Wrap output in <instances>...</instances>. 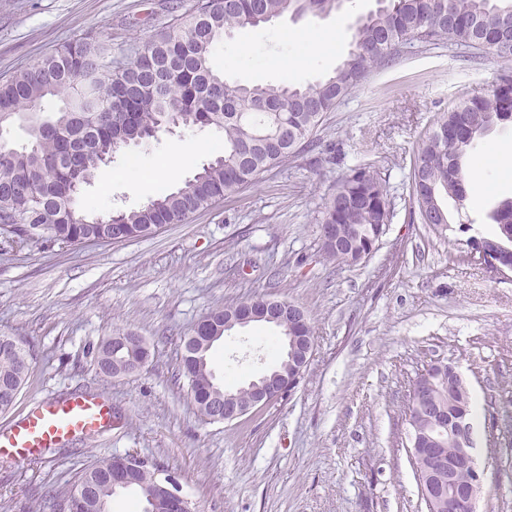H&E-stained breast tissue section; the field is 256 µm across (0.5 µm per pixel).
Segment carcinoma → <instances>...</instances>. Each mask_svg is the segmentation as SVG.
Wrapping results in <instances>:
<instances>
[{"label":"carcinoma","mask_w":512,"mask_h":512,"mask_svg":"<svg viewBox=\"0 0 512 512\" xmlns=\"http://www.w3.org/2000/svg\"><path fill=\"white\" fill-rule=\"evenodd\" d=\"M345 0H196L175 23L153 33L126 61L112 59V43L95 36L72 41L61 52L43 57L30 69L0 78V129L17 120L47 123L51 131L31 149L5 146L0 153V237L34 246H72L108 242L112 234H150L179 224L227 193L255 184L272 168L313 146L312 135L345 97L402 49L454 45L470 54L489 51L512 62V0H383L360 17L347 55L334 73L304 87L286 82L248 85L228 82L212 58L234 30L259 27L284 15H328ZM62 97L65 107L52 118H40L44 100ZM244 100L254 110L240 114ZM173 116L184 128L211 127L224 134V150L177 189L146 205L113 214L115 223L97 224L88 215L82 189L91 183L113 146L151 139L160 122ZM512 117V69L506 67L487 91L467 94L440 114L422 140L409 171V197L422 224H448L441 198L464 205L467 198L462 160L474 142L500 121ZM395 212L389 183L371 163L336 179L322 209L320 223L339 225L340 248L324 247L337 264L356 265L380 227ZM492 240L512 238V198L491 214ZM235 304L213 308L204 336L224 335V320ZM191 337L183 341L182 375L190 392L224 387L215 384L210 352L189 358ZM31 355L22 341L0 335V413L9 412L32 373ZM423 391L447 408L470 405L467 389L448 387V380L429 373ZM420 376L413 388L421 386ZM407 436L422 445L442 448L453 457L455 444L437 434L429 416L410 408ZM155 469L133 472L137 493L151 496L155 512H167L154 486ZM79 495L76 512H112L115 492L92 464L69 486L52 490L49 506Z\"/></svg>","instance_id":"1"}]
</instances>
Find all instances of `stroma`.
<instances>
[{"instance_id": "stroma-1", "label": "stroma", "mask_w": 512, "mask_h": 512, "mask_svg": "<svg viewBox=\"0 0 512 512\" xmlns=\"http://www.w3.org/2000/svg\"><path fill=\"white\" fill-rule=\"evenodd\" d=\"M377 0H345L327 17H280L225 38L213 66L251 84L304 86L331 74L347 52L311 49L300 35L356 19ZM171 19L169 0H0V77L77 38L108 40L122 58ZM503 63L444 46H412L374 71L326 114L311 150L180 224L137 239L82 246L0 245V334L21 339L34 370L0 427L34 401L106 394L112 426L70 439L63 454L0 464V505L49 512L50 487L104 458L135 452L174 475L197 512H426L406 447L404 404L417 374L438 359L462 374L474 406L473 453L486 481L477 512H512V281L467 263V234H489L497 203L512 197V123L480 139L464 163L467 201L444 199L449 231L420 224L408 191L410 161L439 113L459 95L490 88ZM207 143L173 178L172 147ZM211 128L159 133L101 164L83 196L95 213L143 206L215 156ZM501 163L484 161L489 144ZM138 158L131 166L130 158ZM369 162L389 179L395 213L367 259L342 266L321 248V207L337 178ZM258 297L306 312L314 351L291 393L241 422L201 417L180 372L183 340L217 305ZM133 331L151 356L137 375L97 374L103 337ZM270 327L225 333L212 350L217 380L235 388L274 362ZM498 444H490V433Z\"/></svg>"}]
</instances>
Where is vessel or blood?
<instances>
[{
  "mask_svg": "<svg viewBox=\"0 0 512 512\" xmlns=\"http://www.w3.org/2000/svg\"><path fill=\"white\" fill-rule=\"evenodd\" d=\"M112 424V409L99 394L79 393L35 401L21 418L0 428V462L22 463L41 448L71 437H95Z\"/></svg>",
  "mask_w": 512,
  "mask_h": 512,
  "instance_id": "vessel-or-blood-1",
  "label": "vessel or blood"
}]
</instances>
